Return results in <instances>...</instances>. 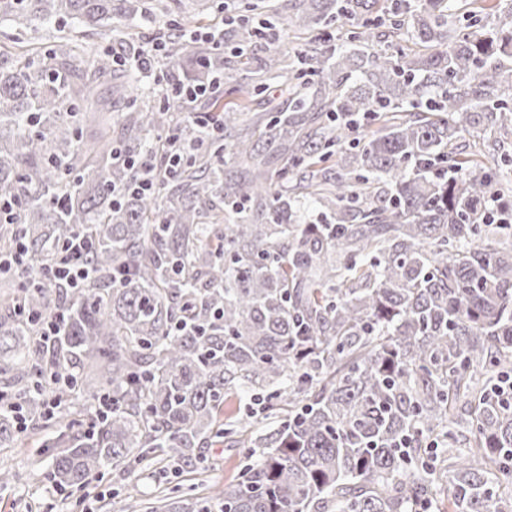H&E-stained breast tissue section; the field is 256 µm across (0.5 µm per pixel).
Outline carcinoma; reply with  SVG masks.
Returning <instances> with one entry per match:
<instances>
[{"instance_id": "1", "label": "carcinoma", "mask_w": 512, "mask_h": 512, "mask_svg": "<svg viewBox=\"0 0 512 512\" xmlns=\"http://www.w3.org/2000/svg\"><path fill=\"white\" fill-rule=\"evenodd\" d=\"M193 2L159 7L187 17ZM454 2L267 0L270 27L354 29L312 43L317 82L288 79L251 131L215 94L222 53L181 32L122 38L189 81L159 106L76 33L39 59L0 52V197L15 204L0 253L21 239L39 270L79 236L93 267L78 288L3 273L0 373L15 382H0V447L25 437L18 416L38 425L56 449L42 479L63 496L161 456L177 479L219 442L262 449L221 493L169 492L144 512H417L448 475L440 512H512V393L496 387L512 377V224L479 208L508 191L512 150L464 141L512 114V0L471 3L452 29ZM145 11L0 0V18L117 33ZM379 26L421 49H369ZM229 34L283 75L279 47L258 58L256 31ZM205 89L212 110L181 120ZM310 198L326 223H301ZM238 391L249 404L228 423ZM261 419L274 427L255 440Z\"/></svg>"}]
</instances>
